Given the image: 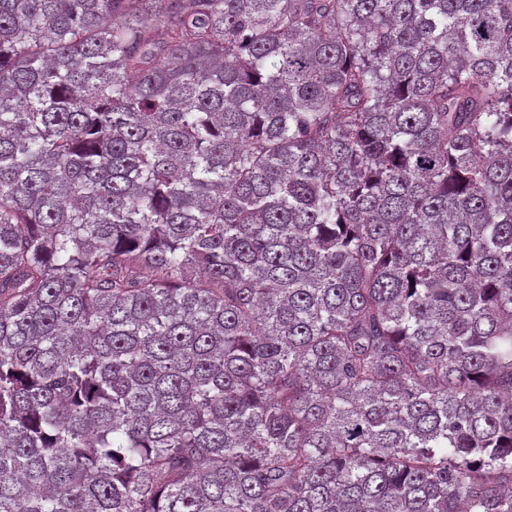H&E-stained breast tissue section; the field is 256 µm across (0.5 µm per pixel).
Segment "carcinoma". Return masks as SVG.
<instances>
[{"mask_svg": "<svg viewBox=\"0 0 512 512\" xmlns=\"http://www.w3.org/2000/svg\"><path fill=\"white\" fill-rule=\"evenodd\" d=\"M0 512H512V0H0Z\"/></svg>", "mask_w": 512, "mask_h": 512, "instance_id": "cac0c4a2", "label": "carcinoma"}]
</instances>
